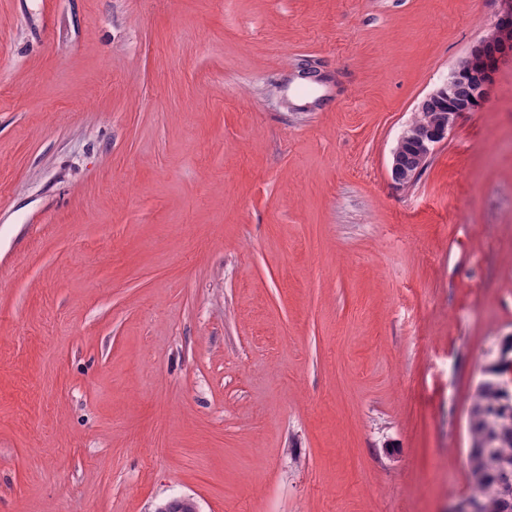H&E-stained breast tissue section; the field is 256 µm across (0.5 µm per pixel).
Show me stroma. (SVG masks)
<instances>
[{
    "label": "stroma",
    "mask_w": 512,
    "mask_h": 512,
    "mask_svg": "<svg viewBox=\"0 0 512 512\" xmlns=\"http://www.w3.org/2000/svg\"><path fill=\"white\" fill-rule=\"evenodd\" d=\"M499 0H0V512H448L512 336ZM328 77L286 107L301 64ZM500 3L501 10L493 27L494 37L498 43L488 46L489 43L485 40L474 46L468 55L459 60L449 71L446 80L422 101L423 103L431 98L448 101L445 108L436 100H428L419 107L418 122L420 125L418 129L420 131L430 129L429 131L420 134L415 130V116L403 129L391 160V175L397 183L401 178L402 184L409 183L413 179L412 172L418 166L416 152L422 159L428 160L435 147L446 139L448 134L456 127L460 114L462 112H473L477 109L476 105L482 106L486 102L496 71L506 58L511 61L512 1L500 0ZM462 76H468L473 81V104L464 105L459 103L469 101L472 96V85L467 79L459 80ZM452 89L454 98L452 97ZM444 110L447 112H445L442 124L433 128L438 124ZM405 145L411 146L416 152L409 147L404 148L403 170L400 177L399 154Z\"/></svg>",
    "instance_id": "obj_1"
}]
</instances>
